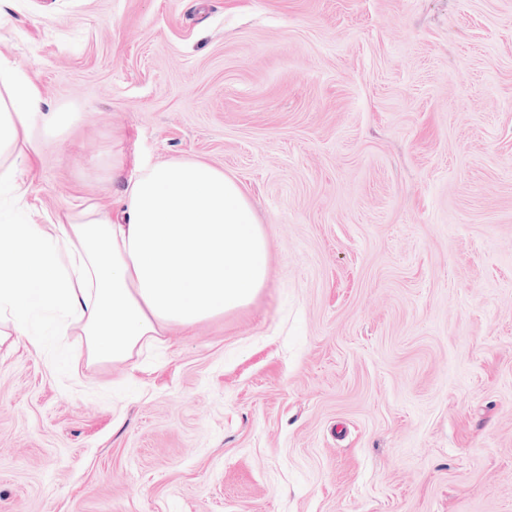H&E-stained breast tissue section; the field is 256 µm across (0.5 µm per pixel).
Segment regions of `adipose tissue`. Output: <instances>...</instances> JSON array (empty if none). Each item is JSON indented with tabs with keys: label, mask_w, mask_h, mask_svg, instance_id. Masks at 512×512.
<instances>
[{
	"label": "adipose tissue",
	"mask_w": 512,
	"mask_h": 512,
	"mask_svg": "<svg viewBox=\"0 0 512 512\" xmlns=\"http://www.w3.org/2000/svg\"><path fill=\"white\" fill-rule=\"evenodd\" d=\"M37 83L0 60V210L19 195L18 163L77 119L45 112ZM0 346L43 353L77 330L89 361H129L173 326L243 306L267 282V242L236 180L204 161L140 163L114 215L79 204L65 220L0 224Z\"/></svg>",
	"instance_id": "adipose-tissue-1"
}]
</instances>
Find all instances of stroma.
I'll return each mask as SVG.
<instances>
[{
	"label": "stroma",
	"mask_w": 512,
	"mask_h": 512,
	"mask_svg": "<svg viewBox=\"0 0 512 512\" xmlns=\"http://www.w3.org/2000/svg\"><path fill=\"white\" fill-rule=\"evenodd\" d=\"M80 118L32 223L195 158L267 283L136 363L0 347V512H512V0H10Z\"/></svg>",
	"instance_id": "obj_1"
}]
</instances>
